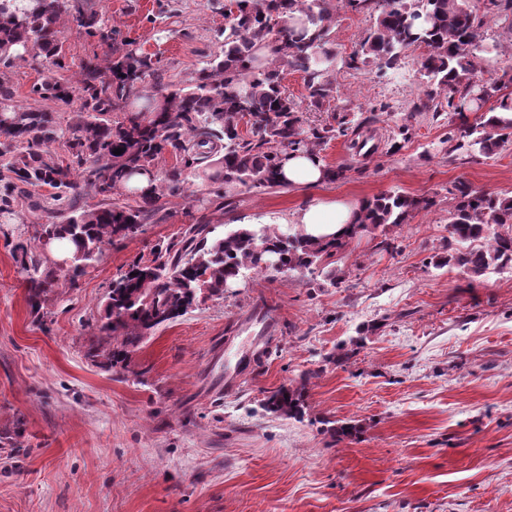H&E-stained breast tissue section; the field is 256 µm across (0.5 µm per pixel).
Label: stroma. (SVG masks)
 <instances>
[{"label": "stroma", "mask_w": 512, "mask_h": 512, "mask_svg": "<svg viewBox=\"0 0 512 512\" xmlns=\"http://www.w3.org/2000/svg\"><path fill=\"white\" fill-rule=\"evenodd\" d=\"M224 3L92 0L165 79L182 81L217 51ZM373 23L337 10L339 58ZM336 88L378 146L364 160L349 138L327 144L346 180L243 187L228 202L196 181L190 197L163 199L164 221L105 246L56 288L42 315L13 258L38 215L22 198L0 215V512H512V269L472 278L436 264L453 185L512 196V146L447 154L448 113L425 112L389 154L422 96L413 52L382 77L339 67ZM389 190L432 205L389 228L392 251L353 241L338 286L317 273L248 276L156 330L129 366L88 358L113 279L190 225L207 221L220 236L245 214L279 223L315 201ZM367 325L375 331L348 363H332ZM305 372L303 418L264 409ZM329 421L360 432L334 441Z\"/></svg>", "instance_id": "obj_1"}]
</instances>
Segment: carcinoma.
<instances>
[{"label":"carcinoma","instance_id":"carcinoma-1","mask_svg":"<svg viewBox=\"0 0 512 512\" xmlns=\"http://www.w3.org/2000/svg\"><path fill=\"white\" fill-rule=\"evenodd\" d=\"M375 17L373 29L349 57L350 68L372 63L384 75L401 55L421 50L419 72L426 78L424 99L409 118L428 110L458 117L443 140L448 155L467 149L489 156L512 142V68L494 80L482 78L483 54L503 56L508 44H484L488 18L512 9V0H230V22L216 31L219 51L182 85L164 82L152 58L118 40V31L90 0H0V165L8 179L0 185V213L11 212L29 186L52 189L31 244H17L14 259L25 272L32 307L40 310L59 286L57 264L42 250L45 241L74 245L75 276L95 261L106 244L135 237L146 224L164 219V197L186 196L194 179L207 176L224 199L240 187L285 188L279 158L309 153L320 161L323 147L359 125L336 96L338 57L331 41L337 4ZM76 29L106 46L93 53L76 76L64 78L66 34ZM38 61L46 75L33 94L69 109L63 125L56 113L14 102L10 73L20 62ZM303 74L310 106L336 102L334 123L303 118L282 85L284 69ZM491 107H486L489 101ZM480 117L471 123L467 113ZM251 135L240 131L244 118ZM123 149L116 155L114 150ZM175 163L156 175L148 194L125 190L133 175L157 170L159 160ZM101 197L94 207L78 205V189ZM127 191L140 203L111 201ZM446 264L474 277L512 267V198L454 186ZM431 205L400 191L381 193L362 205L360 217L339 236L312 240L298 227L282 231L265 224H242L222 237L194 224L179 248L160 246L152 258L135 259L112 281L101 316L100 337L90 356L109 365H127L152 333L175 322L207 296L246 273H312L343 254L357 237L375 236L407 224ZM479 246L474 247L472 243ZM308 375L270 393L267 411L288 418L304 415Z\"/></svg>","mask_w":512,"mask_h":512}]
</instances>
